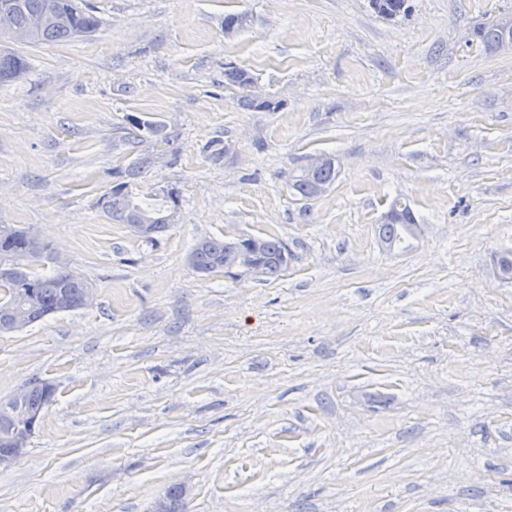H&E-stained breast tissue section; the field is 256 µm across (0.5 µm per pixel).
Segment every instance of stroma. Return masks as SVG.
Segmentation results:
<instances>
[{
  "mask_svg": "<svg viewBox=\"0 0 512 512\" xmlns=\"http://www.w3.org/2000/svg\"><path fill=\"white\" fill-rule=\"evenodd\" d=\"M90 2L98 31L0 84V224L94 286L0 334V399L55 387L0 512H149L174 484L189 512H512V49L475 35L512 0ZM228 63L279 108L240 107ZM131 116L176 134L138 184L179 201L152 242L97 204ZM319 155L335 181L294 195ZM398 197L406 252L377 235ZM246 234L287 245L283 276L192 271ZM23 236L33 249H40L46 243L45 239L30 225L1 224L0 239H10L14 236Z\"/></svg>",
  "mask_w": 512,
  "mask_h": 512,
  "instance_id": "1",
  "label": "stroma"
}]
</instances>
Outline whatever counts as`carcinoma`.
<instances>
[{
    "mask_svg": "<svg viewBox=\"0 0 512 512\" xmlns=\"http://www.w3.org/2000/svg\"><path fill=\"white\" fill-rule=\"evenodd\" d=\"M11 13L12 23L18 30L31 33L29 45L59 43L75 37L87 36L97 31L101 20L93 11L80 5L78 0H0V9ZM477 36L491 50H498L506 44H512V16H501L489 24L481 26ZM29 70L26 57L7 47L0 48V83L16 80V74H25ZM251 79L243 68L227 65L224 67V85L238 90L239 103L247 109L273 110L278 104L269 100H257L248 94L244 85ZM122 141L135 149L147 141L153 145H167L172 140L171 132L160 121L136 120L130 122ZM153 164V155L142 154L129 168L127 176L136 179L144 175ZM336 179V167L327 163L313 178L305 175V168L291 176L290 188L304 199L319 196ZM104 209L108 218L115 224H133L142 219L152 225V233H159L174 223L177 208L168 205L148 203L130 190V183L122 181L112 187L104 197ZM392 219L378 226L379 239L391 245L407 249L410 240L415 238L413 228L417 219L407 203L393 202L389 209ZM257 252L248 249L241 251L242 258L261 264L262 276L276 279L288 268L289 252L286 245L272 237H257ZM229 245L226 239L205 238L195 245L189 257L193 270L201 275L216 272L231 274L224 268V253ZM0 253L22 259L28 266L27 277L15 287L7 290L0 288V300L9 299L26 313L27 323L33 324L51 315L73 310V304L82 297L91 284L80 274L70 269L55 268L48 274L34 271L37 263L50 259L46 252L33 253L21 239L9 243ZM48 406L45 388L39 383L29 385L24 393L20 410L36 412ZM165 498L173 512H183L186 503L185 492L180 486L171 487Z\"/></svg>",
    "mask_w": 512,
    "mask_h": 512,
    "instance_id": "cac0c4a2",
    "label": "carcinoma"
}]
</instances>
